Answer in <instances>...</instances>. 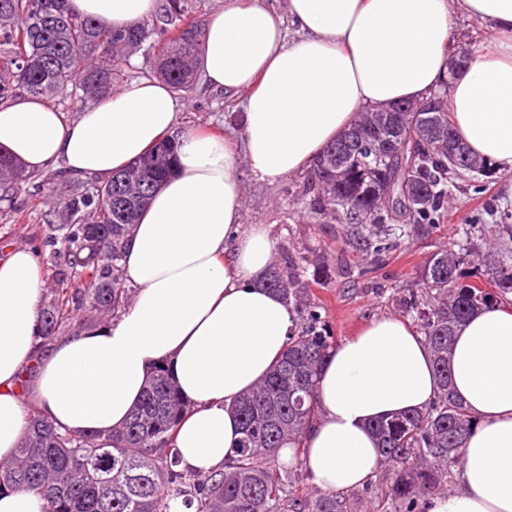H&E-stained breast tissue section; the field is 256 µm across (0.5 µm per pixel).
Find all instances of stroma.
<instances>
[{
  "label": "stroma",
  "instance_id": "stroma-1",
  "mask_svg": "<svg viewBox=\"0 0 512 512\" xmlns=\"http://www.w3.org/2000/svg\"><path fill=\"white\" fill-rule=\"evenodd\" d=\"M180 100L184 108L179 115V132L210 128L230 138L238 136V108L223 92L208 89L197 80ZM237 176L242 188L243 230L255 225L266 230L274 245L276 264L303 257L309 282L307 302L319 308L339 343L374 318L405 319L399 305L401 295L421 290V273L440 250L452 248L463 253L467 267L478 268L483 287H490L493 274L484 255L469 252L466 240L473 237L492 241L495 220L482 215L481 224L469 235L465 234L464 225L471 216L481 214L488 200L512 208V195L506 191L507 185L512 184L511 173L498 172L496 180L481 192L473 184H461L453 190L438 224L406 227L397 248L380 253L370 263L365 254L347 245L343 226L325 217L305 215L298 196L302 174L271 184L255 182L244 167L239 168ZM70 186V180L55 176L38 203H31L21 190L14 194L12 203L0 202V249L39 242L45 214L63 211ZM18 209L25 212V219L15 220Z\"/></svg>",
  "mask_w": 512,
  "mask_h": 512
}]
</instances>
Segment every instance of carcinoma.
<instances>
[{
  "mask_svg": "<svg viewBox=\"0 0 512 512\" xmlns=\"http://www.w3.org/2000/svg\"><path fill=\"white\" fill-rule=\"evenodd\" d=\"M198 0H165L161 26L142 22L115 29L68 12L66 0H0V101L21 88L31 96L97 97L131 72L129 51L155 53L160 73L175 92L193 85V63L201 50L194 16ZM426 99L395 106L393 112L361 113L349 133L328 145L299 186L313 215H328L356 229L374 253L397 241L391 235L406 224H433L460 180L489 185L495 166L472 155L459 142L446 102L428 112ZM176 146L165 140L126 170L76 190L66 215L45 226L40 246L53 248L60 263L61 288L41 309L43 340L75 326L74 312L86 307L117 313L129 299L121 262L125 247L153 193L174 171ZM25 183L35 202L45 181L0 155V201ZM498 216L501 250L512 252V213ZM463 257L443 250L421 278L424 290L402 300L403 310L420 322L439 378L434 400L420 413L372 425L389 467L387 500L391 512L416 509L461 462L462 444L477 421L454 396L448 351L458 326L493 295L479 278L461 281ZM299 257L273 266L264 286L288 303H299L308 284ZM495 287L512 291V261L495 267ZM304 326L291 336L282 358L268 375L233 405L240 418L238 457L224 470L198 475L180 468L174 434L190 405L179 396L168 371L158 365L129 419L111 435L63 432L37 413L8 462H0V489L38 492L48 512H356L342 494H305L279 462L280 448L304 447L316 420V381L335 348L329 325L314 307L303 309Z\"/></svg>",
  "mask_w": 512,
  "mask_h": 512,
  "instance_id": "obj_1",
  "label": "carcinoma"
}]
</instances>
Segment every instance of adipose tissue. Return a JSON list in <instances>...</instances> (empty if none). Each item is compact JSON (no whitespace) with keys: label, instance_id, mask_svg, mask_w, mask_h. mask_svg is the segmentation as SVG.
Listing matches in <instances>:
<instances>
[{"label":"adipose tissue","instance_id":"1","mask_svg":"<svg viewBox=\"0 0 512 512\" xmlns=\"http://www.w3.org/2000/svg\"><path fill=\"white\" fill-rule=\"evenodd\" d=\"M283 5L225 0L207 16L196 65L208 86L241 100V138L179 135L176 170L127 243L123 273L137 291L118 318L44 344L36 253L13 246L0 257V461L14 455L31 407L64 430L110 435L158 364L191 406L176 433L181 468L207 475L235 458L232 406L297 327L291 307L258 284L273 246L262 227L239 230V166L259 183L285 179L312 166L361 112L443 86L460 139L512 172V0ZM67 8L125 28L154 14L157 0H68ZM460 14L486 25L491 41L452 75ZM182 109L152 78L100 95L70 122L26 95L0 104V150L29 172L105 180L175 134ZM450 370L477 425L463 443L459 491L432 495L424 512H512V308L490 304L466 319ZM437 392L429 346L409 324L379 317L339 343L318 375L320 417L304 438L311 484L342 493L369 483L382 459L371 424L423 410Z\"/></svg>","mask_w":512,"mask_h":512}]
</instances>
